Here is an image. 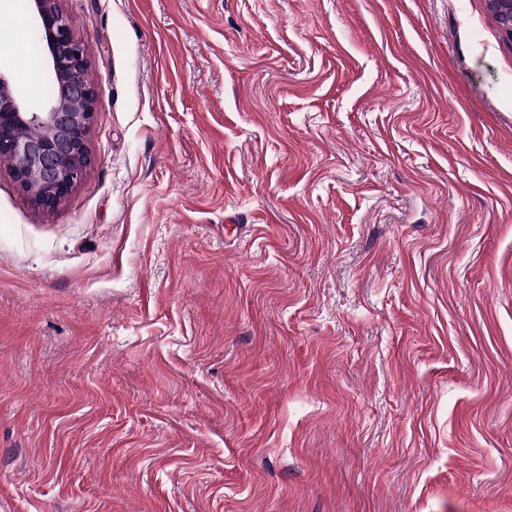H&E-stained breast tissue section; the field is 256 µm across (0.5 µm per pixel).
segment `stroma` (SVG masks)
I'll list each match as a JSON object with an SVG mask.
<instances>
[{
    "label": "stroma",
    "instance_id": "1",
    "mask_svg": "<svg viewBox=\"0 0 512 512\" xmlns=\"http://www.w3.org/2000/svg\"><path fill=\"white\" fill-rule=\"evenodd\" d=\"M61 6L94 162L51 213L0 163V512H512L488 0Z\"/></svg>",
    "mask_w": 512,
    "mask_h": 512
}]
</instances>
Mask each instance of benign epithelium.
I'll return each instance as SVG.
<instances>
[{"label":"benign epithelium","mask_w":512,"mask_h":512,"mask_svg":"<svg viewBox=\"0 0 512 512\" xmlns=\"http://www.w3.org/2000/svg\"><path fill=\"white\" fill-rule=\"evenodd\" d=\"M46 40V59L58 95L30 104L0 68V162L11 167L32 205L52 212L92 164L87 135L96 117L97 89L87 76L84 43L73 33L60 0H31Z\"/></svg>","instance_id":"benign-epithelium-1"}]
</instances>
